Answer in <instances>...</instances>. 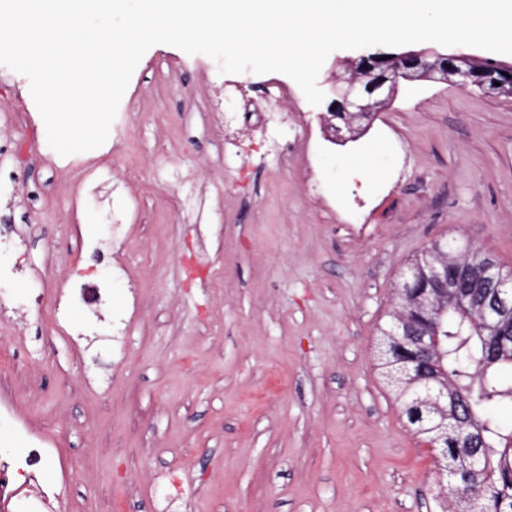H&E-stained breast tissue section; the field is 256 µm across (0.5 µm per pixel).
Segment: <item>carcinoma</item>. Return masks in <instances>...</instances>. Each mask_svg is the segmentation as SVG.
<instances>
[{"label": "carcinoma", "instance_id": "1", "mask_svg": "<svg viewBox=\"0 0 512 512\" xmlns=\"http://www.w3.org/2000/svg\"><path fill=\"white\" fill-rule=\"evenodd\" d=\"M445 262L467 276L434 284L432 268ZM487 269L512 279L511 268L468 240L432 244L406 267L426 295L399 282L379 328L377 366L413 434L437 450L441 512H512V427L489 413L512 408V315L486 326Z\"/></svg>", "mask_w": 512, "mask_h": 512}]
</instances>
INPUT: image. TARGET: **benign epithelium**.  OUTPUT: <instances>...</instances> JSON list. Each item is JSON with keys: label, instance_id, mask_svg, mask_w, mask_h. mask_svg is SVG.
Here are the masks:
<instances>
[{"label": "benign epithelium", "instance_id": "1", "mask_svg": "<svg viewBox=\"0 0 512 512\" xmlns=\"http://www.w3.org/2000/svg\"><path fill=\"white\" fill-rule=\"evenodd\" d=\"M343 73L325 79L331 98L336 140L344 142L359 136L357 123L370 119L388 106L403 82H451L473 85L489 94H512V63L479 58L463 52L436 48L403 52H370L340 62ZM495 291L484 302L486 321L498 322L500 312L512 302V289L493 274Z\"/></svg>", "mask_w": 512, "mask_h": 512}]
</instances>
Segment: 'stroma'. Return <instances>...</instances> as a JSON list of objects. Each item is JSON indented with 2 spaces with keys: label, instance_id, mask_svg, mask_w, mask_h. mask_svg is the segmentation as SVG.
Masks as SVG:
<instances>
[{
  "label": "stroma",
  "instance_id": "stroma-1",
  "mask_svg": "<svg viewBox=\"0 0 512 512\" xmlns=\"http://www.w3.org/2000/svg\"><path fill=\"white\" fill-rule=\"evenodd\" d=\"M217 63L157 44L105 151L59 155L26 76L0 84V211L34 233L0 252V342L19 351L0 457L46 437L61 512H441L436 453L410 431L373 357L403 272L468 240L512 268V97L400 87L356 140L323 146L325 104L289 100L288 163L225 153L202 83ZM369 158L370 176L353 172ZM92 174L94 193L60 184ZM130 217L112 222V177ZM206 199L202 223L171 193ZM95 288L53 330L47 254Z\"/></svg>",
  "mask_w": 512,
  "mask_h": 512
}]
</instances>
